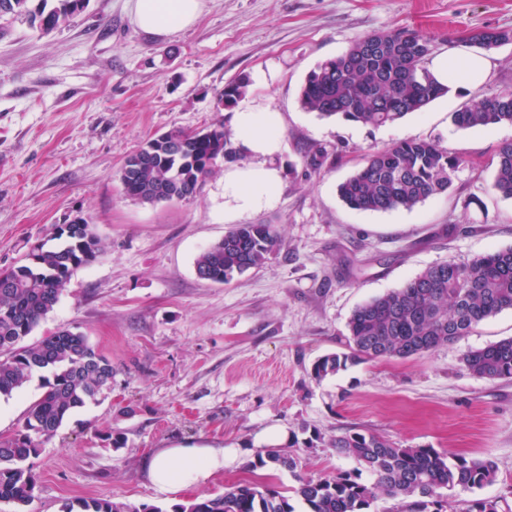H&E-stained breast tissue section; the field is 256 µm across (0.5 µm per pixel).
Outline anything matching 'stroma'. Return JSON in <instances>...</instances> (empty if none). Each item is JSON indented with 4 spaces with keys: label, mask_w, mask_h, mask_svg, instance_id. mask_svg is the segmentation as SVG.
I'll return each instance as SVG.
<instances>
[{
    "label": "stroma",
    "mask_w": 512,
    "mask_h": 512,
    "mask_svg": "<svg viewBox=\"0 0 512 512\" xmlns=\"http://www.w3.org/2000/svg\"><path fill=\"white\" fill-rule=\"evenodd\" d=\"M134 5L89 0L48 35L23 19L0 22V270L53 225L86 216L106 249L74 272L25 342L68 328L113 368L110 389L32 458L38 484L25 512H64L81 499L183 503L239 483L285 491L299 474L355 469L330 445L350 428L401 448L491 459L498 481L481 494L512 507V380L464 365L469 351L512 337V310L428 353L312 376L320 357L349 352L358 305L435 263L512 246V199L491 188L512 126L451 121L472 100L512 90V44L491 51L480 87L453 83L394 125L325 120L299 104L308 71L364 35L405 26L449 52L471 29L512 30V0H204L192 27L163 38L135 25ZM242 76L246 100L282 112L285 150L279 202L241 221L276 225L282 245L261 268L217 285L198 277L195 259L229 229L223 164L192 200L157 205L124 196L119 172L154 135L230 121L217 96ZM405 138L439 140L464 158L448 191L410 211L348 208L338 184L370 147ZM316 144L336 154L319 170L304 162ZM45 378L33 373L0 401V441L22 430ZM316 433L321 442L307 447ZM174 445L223 448V471L202 488L157 492L143 462ZM285 446L296 472L252 469Z\"/></svg>",
    "instance_id": "35a3bbf8"
}]
</instances>
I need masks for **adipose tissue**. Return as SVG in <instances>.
Returning <instances> with one entry per match:
<instances>
[{"mask_svg": "<svg viewBox=\"0 0 512 512\" xmlns=\"http://www.w3.org/2000/svg\"><path fill=\"white\" fill-rule=\"evenodd\" d=\"M203 10V0H136L135 23L143 32L166 37L192 26ZM429 71L440 84L460 80L476 87L488 77L492 61L473 51L455 50L434 56ZM233 139L244 161L224 169V218L273 207L283 189L277 160L283 150V117L271 105L250 102L233 112ZM224 468L223 449L213 446H174L153 454L146 475L161 493L186 486L202 487Z\"/></svg>", "mask_w": 512, "mask_h": 512, "instance_id": "adipose-tissue-1", "label": "adipose tissue"}]
</instances>
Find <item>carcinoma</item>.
I'll return each mask as SVG.
<instances>
[{
  "mask_svg": "<svg viewBox=\"0 0 512 512\" xmlns=\"http://www.w3.org/2000/svg\"><path fill=\"white\" fill-rule=\"evenodd\" d=\"M89 0H0V18L26 17L43 34L69 24ZM471 46L490 51L512 43V30H471ZM432 38L409 28L362 36L342 54L311 69L301 88L302 109L322 119L373 128L393 125L422 111L450 87L435 82L426 67ZM248 89L240 79L224 87L218 104L230 107ZM462 129L512 125V91L482 98L453 113ZM243 158L221 123L201 131L172 129L148 139L127 156L120 182L126 196L155 205L194 198L217 160ZM464 159L436 139L409 138L369 150L363 165L337 185L340 199L356 210H412L444 193ZM492 189L512 199V142L495 155ZM273 224H240L196 259L200 278L227 283L263 266L280 248ZM104 251L91 225H55L50 241L33 246L29 263L0 270V397L9 398L35 372H48L44 392L30 406L24 431L0 442V502L17 507L34 497L36 477L30 459L77 409L96 400L112 381V362L81 333L63 329L21 347L39 321L58 302L72 273ZM512 310V247L471 259L431 265L401 287L358 306L348 321L351 354H330L315 362L317 380L347 365L368 360L406 359L450 345L481 322ZM469 372L486 379H512V338L469 352ZM330 445L371 473L339 471L314 480L297 477L285 494L272 484H240L216 496L169 507L139 506L106 499H81L66 512H370L383 496L409 502L411 512H447L443 491L481 490L498 480V466L487 458L447 456L434 448H399L377 434L350 429ZM269 470L297 468L286 448H271L251 463ZM455 512H500L496 498L461 502Z\"/></svg>",
  "mask_w": 512,
  "mask_h": 512,
  "instance_id": "cac0c4a2",
  "label": "carcinoma"
}]
</instances>
